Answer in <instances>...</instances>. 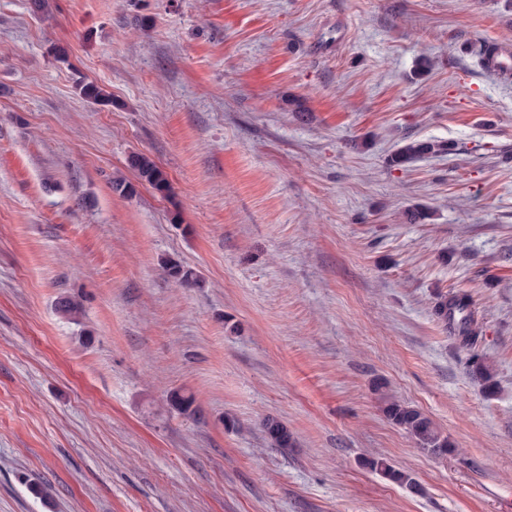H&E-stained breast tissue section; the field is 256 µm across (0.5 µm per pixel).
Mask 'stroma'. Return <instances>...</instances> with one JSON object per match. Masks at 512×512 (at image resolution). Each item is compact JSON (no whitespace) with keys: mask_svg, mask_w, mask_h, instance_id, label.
<instances>
[{"mask_svg":"<svg viewBox=\"0 0 512 512\" xmlns=\"http://www.w3.org/2000/svg\"><path fill=\"white\" fill-rule=\"evenodd\" d=\"M484 43L512 53L507 0H0V512H512V76ZM409 138L451 150L390 166ZM456 291L472 349L433 314ZM129 163L141 182L149 184L163 197L170 195L171 186L166 173L150 156L144 153H134L130 156ZM164 268L167 275L181 286L191 287L199 284L196 271L181 261L167 259L164 261ZM382 411L392 424L404 430L428 454L444 456L451 451L448 437L442 435L418 408L392 397H383ZM264 430L274 448H290L293 446L292 436L288 427L280 421L267 419L264 422ZM368 465L376 472L393 483L405 486L411 490L418 492L417 484L404 472L394 469L384 460H371Z\"/></svg>","mask_w":512,"mask_h":512,"instance_id":"stroma-1","label":"stroma"}]
</instances>
